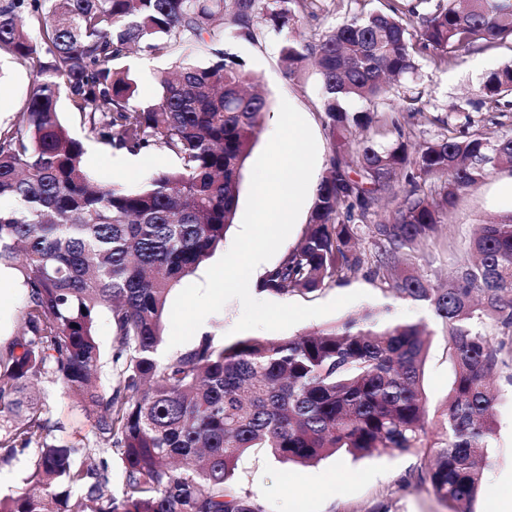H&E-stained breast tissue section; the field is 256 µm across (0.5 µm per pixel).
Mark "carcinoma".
I'll return each instance as SVG.
<instances>
[{
	"mask_svg": "<svg viewBox=\"0 0 512 512\" xmlns=\"http://www.w3.org/2000/svg\"><path fill=\"white\" fill-rule=\"evenodd\" d=\"M323 0H0V55L29 63L19 123L0 127V266L25 287L21 333L0 346V463L28 456L24 487L0 512H263L234 483L240 457L267 448L282 462L421 451L411 476L448 512H473L496 434L492 378L512 384V215L481 224L445 288L415 274L418 253L450 221L459 195L512 168V134L475 128L462 105L428 114L438 134L385 112L425 53L445 68L480 43L512 42V0H386L309 37L292 35ZM35 21L33 38L22 14ZM283 38L288 75L312 59L330 151L299 245L260 289L312 293L364 268L428 306L446 330L454 381L429 441L420 379L427 325L367 312L343 324L219 347L209 336L157 357L171 291L224 243L242 164L267 112L251 73L213 52L160 75L154 100L113 65L137 46L169 55L214 36L243 40L261 23ZM66 93L98 142L137 154L166 149L178 165L147 186L95 182L83 143L57 112ZM512 96V65L491 72L480 109ZM362 101L366 110L350 104ZM403 175L405 185L398 184ZM392 217L371 223L382 203ZM370 246H362V235ZM115 341L103 360L96 325ZM118 385L98 383L103 364ZM51 377L94 419L93 448L49 439V408L29 390ZM121 493L110 492L113 480Z\"/></svg>",
	"mask_w": 512,
	"mask_h": 512,
	"instance_id": "obj_1",
	"label": "carcinoma"
}]
</instances>
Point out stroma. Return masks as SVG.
I'll return each mask as SVG.
<instances>
[{
    "instance_id": "stroma-1",
    "label": "stroma",
    "mask_w": 512,
    "mask_h": 512,
    "mask_svg": "<svg viewBox=\"0 0 512 512\" xmlns=\"http://www.w3.org/2000/svg\"><path fill=\"white\" fill-rule=\"evenodd\" d=\"M282 34L262 26L255 40L246 41L225 33L213 40L196 43L188 53L198 64H208L212 51L226 50L242 62L245 70L260 79L268 112L262 129L251 145L243 165L239 183V203H246L253 165L271 138L279 115L281 100H288L304 112L317 144V160L312 175L320 181L325 171L329 150L321 119L320 83L312 69L288 75L280 61ZM512 63V44L475 47L460 56L445 69L434 68L421 61L418 78L410 83L404 96L394 97L390 109L405 111L406 97L417 99L424 112L448 113L453 105L478 101L480 89L490 72ZM119 66L130 69L138 84V100L149 101L159 93L158 75L168 70L173 60L144 51H132L119 59ZM32 71L27 63L6 59L0 61V125L15 123L26 105ZM57 109L71 134L82 141L84 161L94 179L101 184L138 187L149 179L176 165V157L164 149L145 150L143 164L129 169L115 165L118 150L91 139L79 114L70 109L66 97H59ZM504 169L491 170L486 179L463 193L447 226L438 234V242L426 251L415 266L416 272L435 283L446 282L464 257L475 225L512 212V207L492 202L490 189L504 176ZM355 291L363 297L331 314L304 320L287 332L257 330V337L280 339L295 336L330 324L340 323L366 309L389 308L393 318L425 321L431 332L430 349L422 381L430 420H437L448 397L452 367L448 355L446 333L432 310L426 305L404 300L374 280L359 272L339 283H329L320 290L279 296L282 304L318 305ZM25 289L17 270H10L0 282V343L14 340L19 334ZM500 391L496 408V435L488 454L489 471L475 502L474 512H494L497 497L504 486H512V385L498 379ZM48 394L50 418L59 428L53 436L69 443H91L94 440L93 421L78 409L61 385L46 379L40 385ZM427 459L423 453L367 456L354 458L340 452L313 465L280 463L263 448L250 449L239 461L235 483L242 494L259 502L265 512H448L428 486L409 483L408 478Z\"/></svg>"
}]
</instances>
